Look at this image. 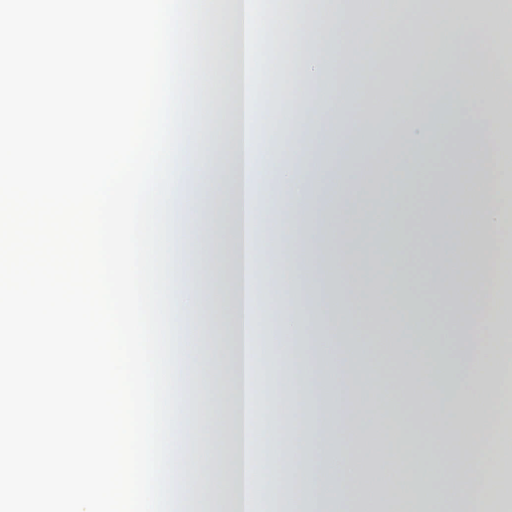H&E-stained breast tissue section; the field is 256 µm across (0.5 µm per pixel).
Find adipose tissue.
Masks as SVG:
<instances>
[{"instance_id": "adipose-tissue-1", "label": "adipose tissue", "mask_w": 512, "mask_h": 512, "mask_svg": "<svg viewBox=\"0 0 512 512\" xmlns=\"http://www.w3.org/2000/svg\"><path fill=\"white\" fill-rule=\"evenodd\" d=\"M209 16L221 26L206 36L205 83L231 117L207 134L215 150L183 167L173 207L207 256L182 309L227 340L184 338L207 404L195 423L207 459L187 465L189 494L209 512H263L285 477V512L442 500L499 512L512 412V0H390L382 12L324 0L309 27L262 0H210ZM299 37L309 119L288 126L256 98L253 74ZM382 45L408 66L391 95H362L342 56L368 66ZM215 165L223 182L186 188ZM452 215L472 231L448 259L434 243ZM391 285L403 307L389 304ZM368 336L383 343L381 366L365 357ZM272 351L287 368L267 396ZM385 425L392 445L380 448ZM283 429L287 455L260 453Z\"/></svg>"}]
</instances>
